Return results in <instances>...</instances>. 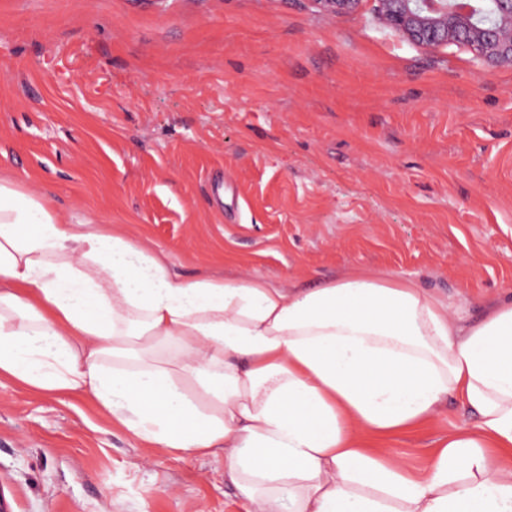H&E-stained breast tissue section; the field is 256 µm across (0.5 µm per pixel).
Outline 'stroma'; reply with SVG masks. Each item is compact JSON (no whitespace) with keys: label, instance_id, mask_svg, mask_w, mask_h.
<instances>
[{"label":"stroma","instance_id":"stroma-1","mask_svg":"<svg viewBox=\"0 0 512 512\" xmlns=\"http://www.w3.org/2000/svg\"><path fill=\"white\" fill-rule=\"evenodd\" d=\"M308 0H0V174L183 278H410L512 297V69ZM449 399L381 451L420 473ZM7 512H245L224 460L151 448L89 396L0 375Z\"/></svg>","mask_w":512,"mask_h":512}]
</instances>
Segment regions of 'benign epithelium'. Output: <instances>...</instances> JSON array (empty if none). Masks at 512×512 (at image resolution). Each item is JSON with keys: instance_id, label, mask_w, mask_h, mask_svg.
<instances>
[{"instance_id": "benign-epithelium-1", "label": "benign epithelium", "mask_w": 512, "mask_h": 512, "mask_svg": "<svg viewBox=\"0 0 512 512\" xmlns=\"http://www.w3.org/2000/svg\"><path fill=\"white\" fill-rule=\"evenodd\" d=\"M322 14L354 11L361 0H310ZM376 22L434 51L468 47L481 61L512 69V0H376Z\"/></svg>"}]
</instances>
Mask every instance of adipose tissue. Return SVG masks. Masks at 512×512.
<instances>
[{"mask_svg": "<svg viewBox=\"0 0 512 512\" xmlns=\"http://www.w3.org/2000/svg\"><path fill=\"white\" fill-rule=\"evenodd\" d=\"M0 374L84 393L149 445L223 456L246 512H512V300L466 326L380 272L183 279L0 177ZM451 397L476 422L423 474L375 450Z\"/></svg>", "mask_w": 512, "mask_h": 512, "instance_id": "1", "label": "adipose tissue"}]
</instances>
